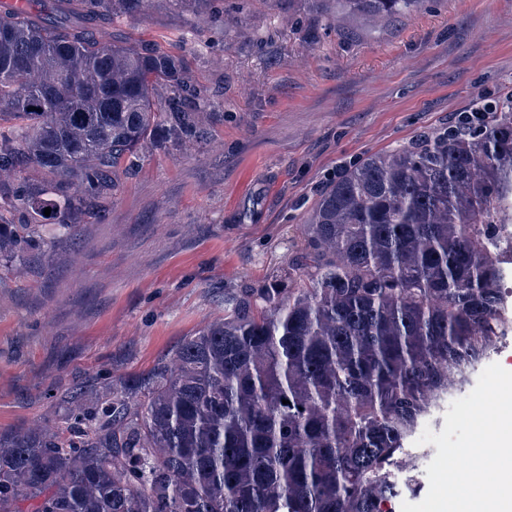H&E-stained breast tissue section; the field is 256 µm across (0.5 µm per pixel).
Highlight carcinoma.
Segmentation results:
<instances>
[{
	"label": "carcinoma",
	"instance_id": "cac0c4a2",
	"mask_svg": "<svg viewBox=\"0 0 512 512\" xmlns=\"http://www.w3.org/2000/svg\"><path fill=\"white\" fill-rule=\"evenodd\" d=\"M148 2L0 9V219L26 218L0 223L1 267L45 259L48 224L75 246L144 147L210 141L186 61L106 36ZM174 2L211 19V0ZM508 215L512 106L363 158L311 207L286 273L225 294L147 372L61 389L69 431H0V512H382L390 461L494 345Z\"/></svg>",
	"mask_w": 512,
	"mask_h": 512
}]
</instances>
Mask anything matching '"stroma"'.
Returning <instances> with one entry per match:
<instances>
[{
	"instance_id": "stroma-1",
	"label": "stroma",
	"mask_w": 512,
	"mask_h": 512,
	"mask_svg": "<svg viewBox=\"0 0 512 512\" xmlns=\"http://www.w3.org/2000/svg\"><path fill=\"white\" fill-rule=\"evenodd\" d=\"M167 0L116 41L183 56L216 113L200 151H152L108 219L49 263L0 270V428L60 422L50 387L150 368L296 252L330 180L367 155L512 90V0H424L367 17L334 0Z\"/></svg>"
}]
</instances>
